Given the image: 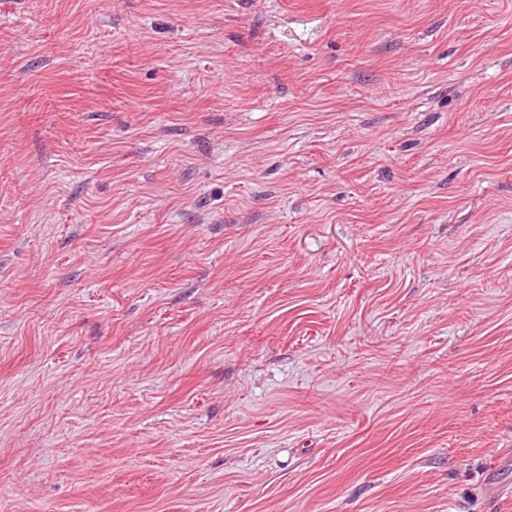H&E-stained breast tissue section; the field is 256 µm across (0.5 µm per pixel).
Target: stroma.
Wrapping results in <instances>:
<instances>
[{
  "label": "stroma",
  "mask_w": 512,
  "mask_h": 512,
  "mask_svg": "<svg viewBox=\"0 0 512 512\" xmlns=\"http://www.w3.org/2000/svg\"><path fill=\"white\" fill-rule=\"evenodd\" d=\"M0 512H512V0H0Z\"/></svg>",
  "instance_id": "1"
}]
</instances>
